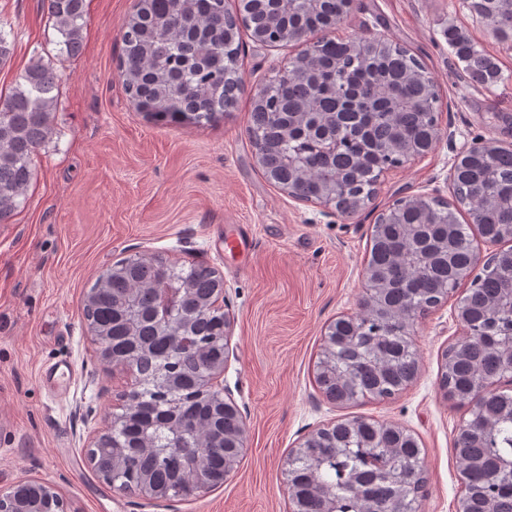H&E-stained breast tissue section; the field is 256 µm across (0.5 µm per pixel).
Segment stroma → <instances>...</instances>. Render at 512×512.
Returning a JSON list of instances; mask_svg holds the SVG:
<instances>
[{"label": "stroma", "instance_id": "1", "mask_svg": "<svg viewBox=\"0 0 512 512\" xmlns=\"http://www.w3.org/2000/svg\"><path fill=\"white\" fill-rule=\"evenodd\" d=\"M135 0H85L83 46L61 53L42 0H0L11 55L0 93L33 60L57 72L53 133L35 154L26 202L0 224V487L38 479L68 512H289L288 458L328 423L368 418L412 434L422 448L427 495L418 512H456L455 441L467 407L439 389L442 356L461 337L455 309L465 288L417 325L418 371L395 397L328 402L314 378L324 332L358 312L376 217L399 198L451 199L457 155L479 142L506 146L497 116L512 113V80L472 85L443 31L464 27L512 77V46L458 0H353L341 38L384 36L427 67L444 131L423 156L384 173L373 201L347 219L303 203L264 175L248 129L256 89L279 75L296 46L242 37L245 91L212 125L162 126L138 112L117 77L121 31ZM243 230L251 249L224 252ZM199 262L224 278L233 320L224 393L248 426L247 446L223 487L196 497L148 500L107 485L85 459L90 433L119 404L128 379L99 362L82 297L106 267L129 256ZM61 372L45 379L47 366Z\"/></svg>", "mask_w": 512, "mask_h": 512}]
</instances>
